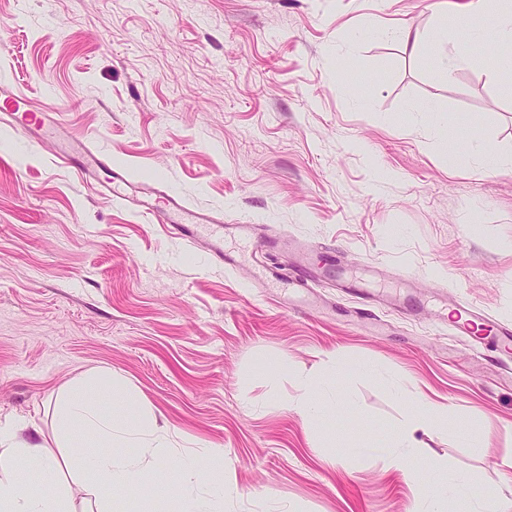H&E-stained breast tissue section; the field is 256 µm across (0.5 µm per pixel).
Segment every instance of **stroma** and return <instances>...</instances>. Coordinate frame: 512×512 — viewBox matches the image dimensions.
Listing matches in <instances>:
<instances>
[{
	"label": "stroma",
	"mask_w": 512,
	"mask_h": 512,
	"mask_svg": "<svg viewBox=\"0 0 512 512\" xmlns=\"http://www.w3.org/2000/svg\"><path fill=\"white\" fill-rule=\"evenodd\" d=\"M470 0H0V85L61 116L133 178L161 175L191 207L241 218L224 233L241 263L207 267L111 176L82 178L0 124V423L56 452L58 399L92 374L139 395L177 445L220 448L237 487L224 512H417L416 483L389 468L422 395L447 423L418 438L479 492L512 487V363L471 345L452 312L470 304L512 326V165L449 166V136L478 131L512 158V91L486 56L442 75L408 27L439 40ZM277 242L337 250L308 290L254 283L253 251ZM377 296V327L357 320ZM344 380L335 423L289 412L294 373ZM287 362L291 378L263 364ZM405 391L393 393L391 381ZM463 421L482 435L457 440ZM344 443L331 445V433Z\"/></svg>",
	"instance_id": "obj_1"
}]
</instances>
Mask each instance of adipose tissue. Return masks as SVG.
<instances>
[{
    "label": "adipose tissue",
    "mask_w": 512,
    "mask_h": 512,
    "mask_svg": "<svg viewBox=\"0 0 512 512\" xmlns=\"http://www.w3.org/2000/svg\"><path fill=\"white\" fill-rule=\"evenodd\" d=\"M298 386L302 394L290 407L307 420L322 423L335 419L351 404L350 393L339 392L331 384L318 388L312 380L302 378ZM115 394L124 413L120 420L97 402L99 396ZM443 416L436 406L416 401L404 428L382 444L389 463L398 467L409 461L415 471L432 476V483L418 488L424 512H447L449 505L463 502L471 512H499L497 494L475 493L467 477L450 470L446 461L416 439V431L433 427ZM54 427L67 446L77 448L76 458L91 476L88 492L103 505H111L113 488L139 484L149 464L159 478L173 482L183 512H224L225 499L237 493L224 479V454L220 450L209 448L202 454L190 450L174 465H167L163 450L172 443L168 427L112 377H92L73 387L55 408ZM130 448L135 449V456H127ZM203 455L212 461L206 472L199 468ZM24 470L36 472L40 481L52 482L60 464L42 445L17 444L13 426H0V512H72L65 492L34 495L19 478Z\"/></svg>",
    "instance_id": "obj_1"
}]
</instances>
